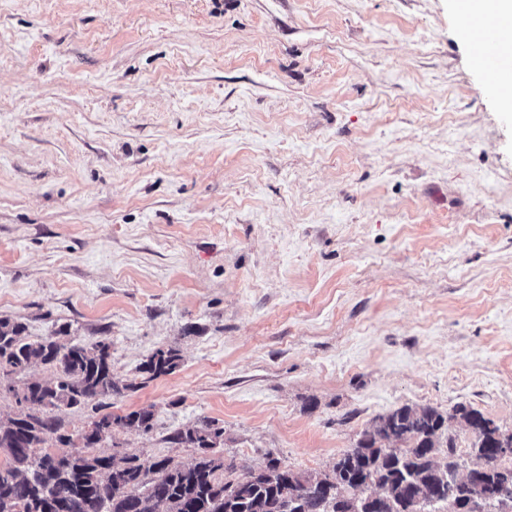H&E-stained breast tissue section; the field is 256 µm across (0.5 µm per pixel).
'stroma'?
I'll return each instance as SVG.
<instances>
[{
	"mask_svg": "<svg viewBox=\"0 0 512 512\" xmlns=\"http://www.w3.org/2000/svg\"><path fill=\"white\" fill-rule=\"evenodd\" d=\"M454 0H0V318L112 343L149 432L329 471L378 416L512 432V111ZM181 366L140 373L156 349Z\"/></svg>",
	"mask_w": 512,
	"mask_h": 512,
	"instance_id": "obj_1",
	"label": "stroma"
}]
</instances>
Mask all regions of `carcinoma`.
Segmentation results:
<instances>
[{
  "label": "carcinoma",
  "instance_id": "carcinoma-1",
  "mask_svg": "<svg viewBox=\"0 0 512 512\" xmlns=\"http://www.w3.org/2000/svg\"><path fill=\"white\" fill-rule=\"evenodd\" d=\"M26 325L0 319V373L24 374L38 365L56 372L55 380H28L14 395L25 405L0 417V512H443L448 500L477 504L483 512H512V456H499V438L509 437L472 407L458 405L443 414L426 406L404 405L363 429L353 447L324 473L302 474L273 458L256 470L228 479L224 472V428L201 418L167 436V442L196 449L188 465L167 457L141 460L73 452L96 437L112 438L115 429L148 432L154 413L142 407L123 415L103 413L91 432L73 436L62 414L137 389L112 374V343L63 341L61 326L38 341L23 336ZM181 356L158 348L140 372L153 380L170 375ZM471 436L469 456L486 466L450 482L462 457L452 422ZM56 449L49 450L48 444Z\"/></svg>",
  "mask_w": 512,
  "mask_h": 512
}]
</instances>
